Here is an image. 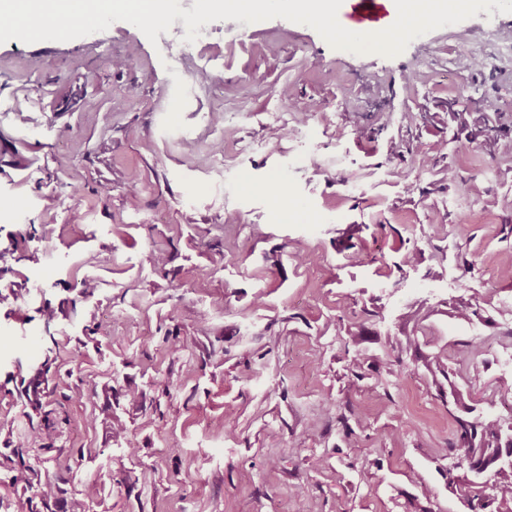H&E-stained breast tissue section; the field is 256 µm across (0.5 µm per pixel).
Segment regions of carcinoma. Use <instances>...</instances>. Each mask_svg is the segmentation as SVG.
<instances>
[{"label": "carcinoma", "mask_w": 512, "mask_h": 512, "mask_svg": "<svg viewBox=\"0 0 512 512\" xmlns=\"http://www.w3.org/2000/svg\"><path fill=\"white\" fill-rule=\"evenodd\" d=\"M452 309L461 320H470L476 314L471 299L459 296L454 299ZM445 356H434L425 363L426 370L433 379L439 378L447 385H439V392H448V405L458 411L454 416L455 441L451 449H442V457L448 451L455 452L457 468L463 471L459 476L448 472V488L455 491L458 484L467 480L469 466L474 465L492 477V484L484 496L477 497L468 504L470 512H512V465L505 462V435L512 427V419L506 421L490 417L477 410L476 406L465 401L461 387L456 383ZM48 367L41 365L33 369L29 377L21 378L22 393L28 402L39 410L40 420L30 426L29 433L21 439L13 450V457L0 462L11 486L30 489L29 512H57L61 498L68 493L66 479L39 478L37 470L27 463L25 455L32 451V445L50 436L57 424L52 412L44 410L41 402L44 385L47 382Z\"/></svg>", "instance_id": "carcinoma-1"}]
</instances>
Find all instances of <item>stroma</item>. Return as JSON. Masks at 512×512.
I'll return each mask as SVG.
<instances>
[{
	"label": "stroma",
	"instance_id": "1",
	"mask_svg": "<svg viewBox=\"0 0 512 512\" xmlns=\"http://www.w3.org/2000/svg\"><path fill=\"white\" fill-rule=\"evenodd\" d=\"M489 24L512 39V13L477 15L385 56L215 21L207 83L178 87L124 21L0 43V456L29 426L17 370L45 362L46 403L71 397L50 435L70 469L29 462L97 484L84 512H468L424 362L447 354L473 403L512 416V282L494 275L512 266V152L478 137L512 142V62L465 65ZM464 294L469 321L449 309ZM419 298L432 315L403 323Z\"/></svg>",
	"mask_w": 512,
	"mask_h": 512
}]
</instances>
